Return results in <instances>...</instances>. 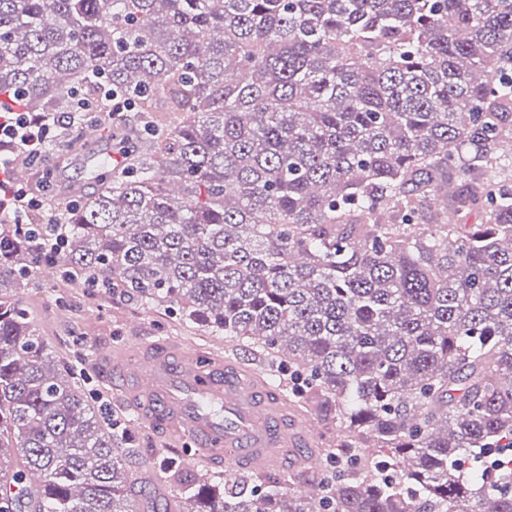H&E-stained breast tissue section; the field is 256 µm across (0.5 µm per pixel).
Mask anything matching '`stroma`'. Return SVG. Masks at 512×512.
<instances>
[{
  "instance_id": "stroma-1",
  "label": "stroma",
  "mask_w": 512,
  "mask_h": 512,
  "mask_svg": "<svg viewBox=\"0 0 512 512\" xmlns=\"http://www.w3.org/2000/svg\"><path fill=\"white\" fill-rule=\"evenodd\" d=\"M117 152L114 141L105 138L95 143L79 141L74 150L57 146L52 149L59 166V180L78 185L87 193L93 189L90 178L93 162ZM23 302L52 353L71 371L82 372L89 403L106 420L133 429L140 448L135 468L146 473L151 496L158 506L174 512L181 493L198 482L197 468L184 463L193 450L136 420L118 400L111 383L98 372L96 349L103 343L131 350L145 341L191 340L208 354H231L247 364L254 357L252 346L229 341L221 334L184 322L166 307L148 306L105 288L90 291L59 276L50 281L35 277L34 286L25 292Z\"/></svg>"
}]
</instances>
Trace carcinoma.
Masks as SVG:
<instances>
[{"mask_svg":"<svg viewBox=\"0 0 512 512\" xmlns=\"http://www.w3.org/2000/svg\"><path fill=\"white\" fill-rule=\"evenodd\" d=\"M109 91L141 125L49 206L53 266L249 341L336 426L315 495L215 475L178 512H512V0H0V98ZM42 266L0 228V512H140L20 299Z\"/></svg>","mask_w":512,"mask_h":512,"instance_id":"carcinoma-1","label":"carcinoma"}]
</instances>
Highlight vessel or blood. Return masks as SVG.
Returning <instances> with one entry per match:
<instances>
[{
	"label": "vessel or blood",
	"instance_id": "1",
	"mask_svg": "<svg viewBox=\"0 0 512 512\" xmlns=\"http://www.w3.org/2000/svg\"><path fill=\"white\" fill-rule=\"evenodd\" d=\"M97 360L142 421L198 448L201 479L288 465L291 451L319 434L310 413L289 411L253 369L203 356L195 344L102 346Z\"/></svg>",
	"mask_w": 512,
	"mask_h": 512
}]
</instances>
